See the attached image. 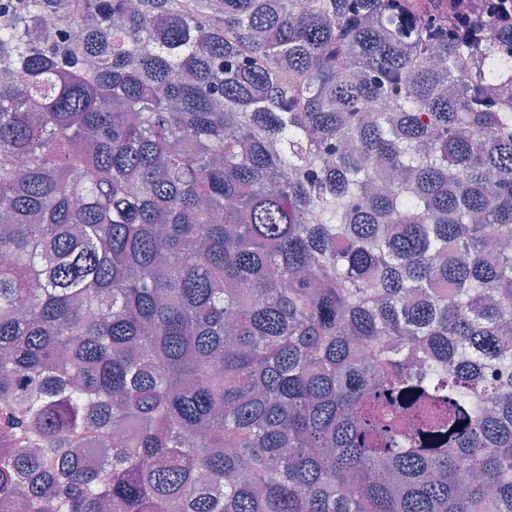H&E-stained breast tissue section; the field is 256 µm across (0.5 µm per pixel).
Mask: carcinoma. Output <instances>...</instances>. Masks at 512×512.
I'll return each instance as SVG.
<instances>
[{"label":"carcinoma","instance_id":"carcinoma-1","mask_svg":"<svg viewBox=\"0 0 512 512\" xmlns=\"http://www.w3.org/2000/svg\"><path fill=\"white\" fill-rule=\"evenodd\" d=\"M479 23L0 0V510L512 512V31Z\"/></svg>","mask_w":512,"mask_h":512}]
</instances>
